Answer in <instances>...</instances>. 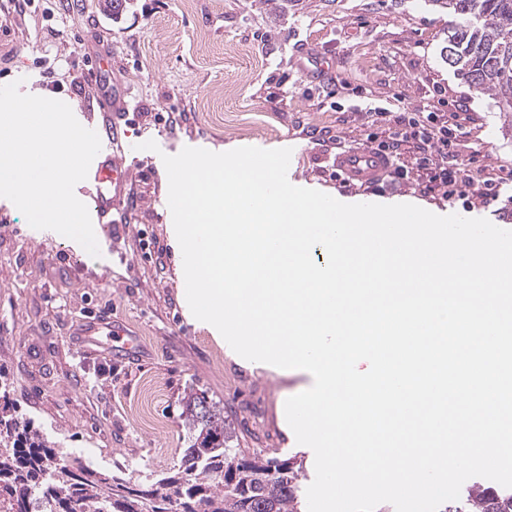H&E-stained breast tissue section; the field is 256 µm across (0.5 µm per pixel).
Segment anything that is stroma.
<instances>
[{"label":"stroma","mask_w":512,"mask_h":512,"mask_svg":"<svg viewBox=\"0 0 512 512\" xmlns=\"http://www.w3.org/2000/svg\"><path fill=\"white\" fill-rule=\"evenodd\" d=\"M72 2L60 22L0 12V85L29 78L96 122L98 98L124 102L134 119L120 123L111 153L132 170L136 205L123 222L95 224V257L55 231L36 234L0 202V386L19 417L65 451L144 482L177 472L182 398L202 390L223 406L241 447L295 459L313 481V451L300 449L279 414L313 378L232 354L192 315L163 155L288 147L295 186L347 204L409 200L512 230V208L424 192L413 158L406 178L366 186L342 185L331 168L337 143L387 136L356 111L367 97L421 110L445 89V112H463L468 129L459 157L480 181L512 175V121L443 61L448 17L424 0H131L117 23L98 0ZM104 56L109 67L90 72ZM314 56L332 64L328 75ZM168 112L181 114L179 126L156 122ZM148 140L158 151L143 149ZM150 243L162 260L150 258ZM105 311L135 334V354L82 335L84 320Z\"/></svg>","instance_id":"stroma-1"}]
</instances>
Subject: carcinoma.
<instances>
[{"instance_id":"cac0c4a2","label":"carcinoma","mask_w":512,"mask_h":512,"mask_svg":"<svg viewBox=\"0 0 512 512\" xmlns=\"http://www.w3.org/2000/svg\"><path fill=\"white\" fill-rule=\"evenodd\" d=\"M450 17L443 59L512 116V0H427ZM178 471L151 484L104 473L57 449L0 396V512H297L302 470L291 458H263L231 445L224 412L204 394L185 404ZM444 512H512L485 487Z\"/></svg>"}]
</instances>
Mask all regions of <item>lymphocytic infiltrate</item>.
Here are the masks:
<instances>
[{
    "mask_svg": "<svg viewBox=\"0 0 512 512\" xmlns=\"http://www.w3.org/2000/svg\"><path fill=\"white\" fill-rule=\"evenodd\" d=\"M370 112L377 123L387 126L388 134L383 138L369 135L368 141L371 148L395 162V177H406L401 160L408 153L422 170L428 189L443 191L449 202H465L477 195L489 205L502 203L501 182H476L469 164L459 160L456 146L461 126L449 122L446 113L406 108L394 112L382 106L371 107Z\"/></svg>",
    "mask_w": 512,
    "mask_h": 512,
    "instance_id": "1",
    "label": "lymphocytic infiltrate"
}]
</instances>
